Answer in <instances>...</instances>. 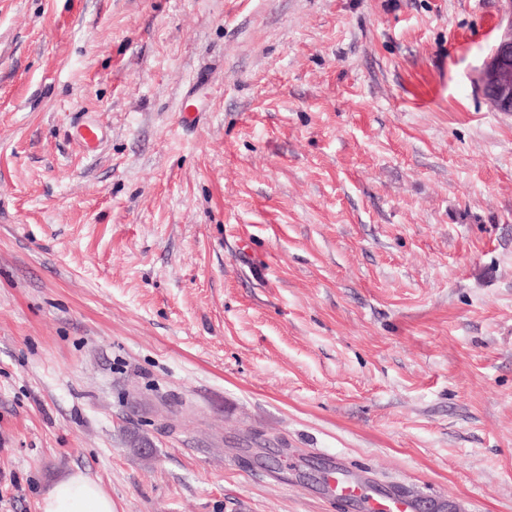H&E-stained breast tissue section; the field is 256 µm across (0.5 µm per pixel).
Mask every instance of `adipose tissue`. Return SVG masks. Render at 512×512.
Here are the masks:
<instances>
[{
  "instance_id": "1",
  "label": "adipose tissue",
  "mask_w": 512,
  "mask_h": 512,
  "mask_svg": "<svg viewBox=\"0 0 512 512\" xmlns=\"http://www.w3.org/2000/svg\"><path fill=\"white\" fill-rule=\"evenodd\" d=\"M40 512H113L111 495L81 471L55 481L40 498Z\"/></svg>"
}]
</instances>
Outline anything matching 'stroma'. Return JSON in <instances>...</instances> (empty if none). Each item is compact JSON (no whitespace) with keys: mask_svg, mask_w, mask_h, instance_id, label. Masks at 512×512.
<instances>
[{"mask_svg":"<svg viewBox=\"0 0 512 512\" xmlns=\"http://www.w3.org/2000/svg\"><path fill=\"white\" fill-rule=\"evenodd\" d=\"M500 7L0 0V512H512ZM503 16L492 57L478 75V87L491 107L512 112V0H500ZM40 512H113L111 495L76 470L55 481L40 498ZM374 508L381 511L370 512H416L419 503L401 495H387L376 500Z\"/></svg>","mask_w":512,"mask_h":512,"instance_id":"obj_1","label":"stroma"}]
</instances>
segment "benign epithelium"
I'll return each mask as SVG.
<instances>
[{
  "instance_id": "benign-epithelium-1",
  "label": "benign epithelium",
  "mask_w": 512,
  "mask_h": 512,
  "mask_svg": "<svg viewBox=\"0 0 512 512\" xmlns=\"http://www.w3.org/2000/svg\"><path fill=\"white\" fill-rule=\"evenodd\" d=\"M501 2V33L492 57L478 75V87L493 109L512 112V0Z\"/></svg>"
}]
</instances>
